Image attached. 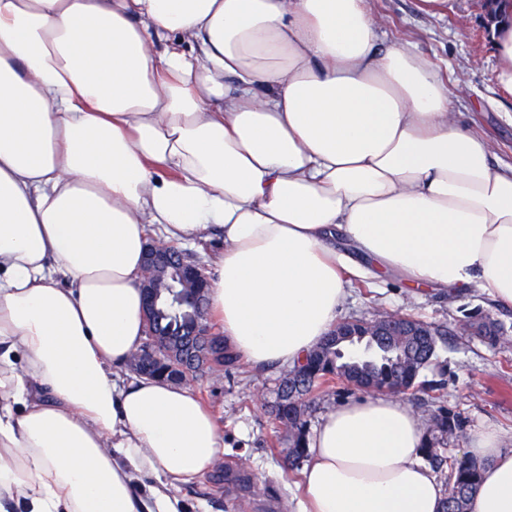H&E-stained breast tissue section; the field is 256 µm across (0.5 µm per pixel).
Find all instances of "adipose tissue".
Returning <instances> with one entry per match:
<instances>
[{"instance_id": "1", "label": "adipose tissue", "mask_w": 512, "mask_h": 512, "mask_svg": "<svg viewBox=\"0 0 512 512\" xmlns=\"http://www.w3.org/2000/svg\"><path fill=\"white\" fill-rule=\"evenodd\" d=\"M367 3L0 0V512H180L175 488L223 456L188 388L112 377L144 336L149 227L223 233L209 310L259 369L328 334L356 256L512 307V165L410 44L378 48ZM498 11L512 93V0ZM425 441L399 397L331 408L300 512H443ZM467 451V512H512L502 434Z\"/></svg>"}]
</instances>
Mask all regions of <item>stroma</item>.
<instances>
[{"instance_id":"obj_1","label":"stroma","mask_w":512,"mask_h":512,"mask_svg":"<svg viewBox=\"0 0 512 512\" xmlns=\"http://www.w3.org/2000/svg\"><path fill=\"white\" fill-rule=\"evenodd\" d=\"M369 5L382 22L383 46L411 43L449 84L460 85L458 122L489 141L494 162L511 165L512 95L496 83L482 0H452L451 9L440 14L427 11L422 0H369ZM475 311L490 315L512 338V308L499 307L488 294L469 287L416 295L394 275L350 277L338 311L342 320L400 313L446 332L438 363L422 376L435 394L414 388L402 398L415 410L436 405L458 417L461 430L447 444L452 460L465 457V439L480 424L512 435V341L493 345L467 330L462 320ZM279 375L276 368H248L231 377L207 372L187 381L215 413L226 459L247 460L255 489L247 491L226 481L223 471H211L177 490L183 512H297L300 477L285 472L281 457L270 452L280 435L268 408Z\"/></svg>"}]
</instances>
